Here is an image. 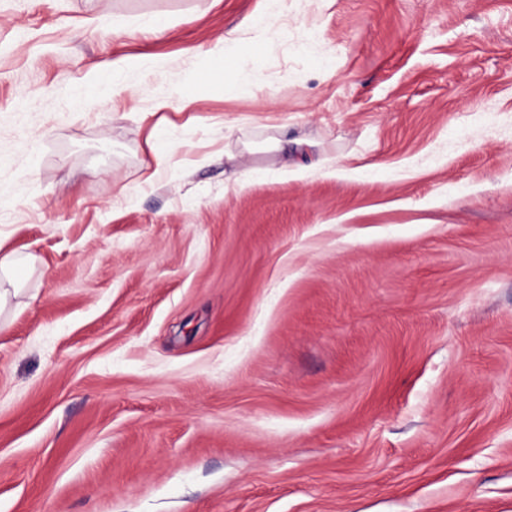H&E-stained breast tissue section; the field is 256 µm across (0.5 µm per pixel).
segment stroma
<instances>
[{
  "label": "stroma",
  "instance_id": "1",
  "mask_svg": "<svg viewBox=\"0 0 512 512\" xmlns=\"http://www.w3.org/2000/svg\"><path fill=\"white\" fill-rule=\"evenodd\" d=\"M0 247V512H512V0H0ZM244 30H248L253 33L250 41L256 40L260 38L262 34V22L249 20L242 27L224 31V35L221 36L213 46L209 47L206 52L216 61H221L223 59L225 61L226 59L234 60L235 66L226 72V76L229 80L247 90L250 86L252 71L249 68L247 61L242 59L245 43L243 40V33L241 32ZM28 261L16 251H2L0 247V315L14 306V300L20 295L18 274Z\"/></svg>",
  "mask_w": 512,
  "mask_h": 512
}]
</instances>
